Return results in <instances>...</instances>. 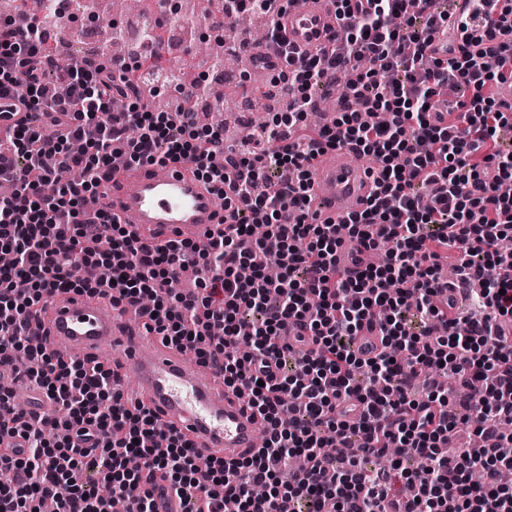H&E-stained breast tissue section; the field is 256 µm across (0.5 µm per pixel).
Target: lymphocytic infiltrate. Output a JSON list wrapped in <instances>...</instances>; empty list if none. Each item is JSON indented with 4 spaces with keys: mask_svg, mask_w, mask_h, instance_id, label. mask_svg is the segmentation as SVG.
I'll use <instances>...</instances> for the list:
<instances>
[{
    "mask_svg": "<svg viewBox=\"0 0 512 512\" xmlns=\"http://www.w3.org/2000/svg\"><path fill=\"white\" fill-rule=\"evenodd\" d=\"M275 0H223L206 17L223 55L225 30L267 11L268 37L286 62L271 84L285 97L272 118L223 167L212 160L224 129L202 123L195 80L174 110L134 95L112 109L120 86L172 85L159 57L135 51L74 69L47 43V23L20 11L0 15V96H17L38 125L18 124L0 142V180L15 185L0 198V364L14 366L26 349L28 321L55 295L80 293L141 307L145 326L191 351L225 387L247 394L265 439L242 459L212 458L199 467L191 441L163 430L153 412L127 405L111 367L64 361L45 348L28 351L23 375L40 386L56 412L17 408L0 391V432L23 440L19 457H0L13 473L0 487V512H387L408 499L411 512H512V341L496 322L512 320V153L498 132L512 122L492 92L512 82V0H499L500 22L482 28L472 48L448 59L431 52L446 34L438 0H335L345 38L322 54L301 57L279 35ZM349 81L333 123L305 129L322 87ZM471 88L470 101L448 107L451 86ZM127 143L131 167L188 164L224 202L228 220L204 243L154 245L133 236L111 212L85 202L111 178L112 155ZM344 148L375 163L365 206L343 225L309 214L314 159ZM83 178L62 184L57 172ZM384 259L363 264L364 252ZM455 250L456 278L472 286L482 318L453 316L439 303L445 280L439 249ZM196 286L172 293L174 280ZM424 325L411 332L405 314ZM251 318L253 351L231 354L236 327ZM378 325L381 346L360 357L354 342ZM443 368L458 391L430 387L413 398L417 378ZM352 402V420L335 415ZM469 425L481 446L457 444ZM357 441L360 456L328 455L333 442ZM423 460L410 470L407 455ZM112 488L104 498L101 486Z\"/></svg>",
    "mask_w": 512,
    "mask_h": 512,
    "instance_id": "obj_1",
    "label": "lymphocytic infiltrate"
}]
</instances>
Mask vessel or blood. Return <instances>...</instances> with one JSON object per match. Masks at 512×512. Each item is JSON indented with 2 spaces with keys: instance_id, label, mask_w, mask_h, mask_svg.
<instances>
[{
  "instance_id": "1",
  "label": "vessel or blood",
  "mask_w": 512,
  "mask_h": 512,
  "mask_svg": "<svg viewBox=\"0 0 512 512\" xmlns=\"http://www.w3.org/2000/svg\"><path fill=\"white\" fill-rule=\"evenodd\" d=\"M498 17V9H479L476 0H454L448 26L459 33ZM280 23L290 47L312 55L333 44L341 29L332 0H290ZM243 53L260 59L270 74L284 65L279 51L265 45L244 47ZM371 191L366 164L350 162L340 149L319 157L311 194L320 220L343 221L362 208ZM99 197L128 230L152 244L206 240L224 218L210 188L185 166L119 171L104 182ZM32 324L44 346L64 358L101 354L135 382L141 400L164 426L192 441L201 458L219 452L232 461L254 448L262 424L242 398L230 390L217 392L213 373L184 361L143 325L128 324L122 308L74 293L57 295L38 307Z\"/></svg>"
}]
</instances>
